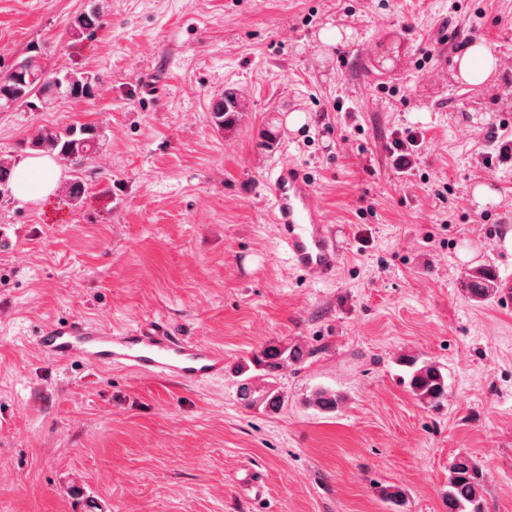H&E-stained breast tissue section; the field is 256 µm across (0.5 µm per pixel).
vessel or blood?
<instances>
[{
	"instance_id": "obj_1",
	"label": "vessel or blood",
	"mask_w": 512,
	"mask_h": 512,
	"mask_svg": "<svg viewBox=\"0 0 512 512\" xmlns=\"http://www.w3.org/2000/svg\"><path fill=\"white\" fill-rule=\"evenodd\" d=\"M272 223L278 224L292 267L321 279L335 277L340 253L333 225L306 173L281 163L273 179ZM45 357L77 359L97 367L119 366L152 378L201 383L224 372L221 350L144 327L113 334L102 324L69 323L44 328L36 339Z\"/></svg>"
}]
</instances>
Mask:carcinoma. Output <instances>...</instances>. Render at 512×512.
<instances>
[{
  "mask_svg": "<svg viewBox=\"0 0 512 512\" xmlns=\"http://www.w3.org/2000/svg\"><path fill=\"white\" fill-rule=\"evenodd\" d=\"M102 10L99 0H92L88 8L80 13L73 22V35L91 36L102 24ZM57 78L61 91L70 94V98L79 99L91 95L92 85L84 83V75L68 69L44 71L39 55L24 57V64L17 73H0V110L25 106L29 110L49 111L57 100L54 89L46 78ZM241 113L233 106L221 110V105L211 106V121L221 130H232L240 122ZM101 134L92 124L75 123L65 127L41 126L34 130L27 140L28 148L36 155H48L59 161L79 165L90 158L98 149ZM62 192L79 205L86 191L84 182L74 177L61 186ZM464 288L468 298L478 303L492 300L500 294L499 278L496 272L487 266H477L465 275ZM307 352L298 345L274 344L262 347L254 353L250 362L242 365L237 374L242 376L238 384L239 399L247 408L261 406L273 412L279 410L284 398L273 387L271 379L285 368L304 360ZM408 368L409 387L420 402L438 407L446 392L445 377L439 368L416 356L403 360ZM261 373L267 379L263 385L255 382V377L247 375L250 370ZM342 398L327 388H317L309 396L310 407L323 412H334L339 408ZM487 473L482 466L469 456H459L450 467L448 490L445 493L448 512H486L484 487Z\"/></svg>",
  "mask_w": 512,
  "mask_h": 512,
  "instance_id": "1",
  "label": "carcinoma"
}]
</instances>
